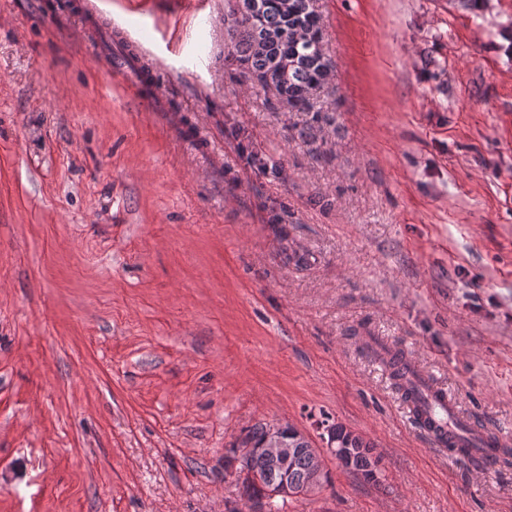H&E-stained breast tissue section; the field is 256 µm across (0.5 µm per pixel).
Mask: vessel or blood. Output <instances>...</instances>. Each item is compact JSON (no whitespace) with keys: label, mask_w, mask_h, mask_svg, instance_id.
Listing matches in <instances>:
<instances>
[{"label":"vessel or blood","mask_w":512,"mask_h":512,"mask_svg":"<svg viewBox=\"0 0 512 512\" xmlns=\"http://www.w3.org/2000/svg\"><path fill=\"white\" fill-rule=\"evenodd\" d=\"M406 366L409 379L418 384L425 395L424 402L408 403L410 417L437 446L463 448L468 454L488 462L500 456L503 442L497 434L484 431L479 439H467L459 429L464 416L456 401L414 361H407Z\"/></svg>","instance_id":"vessel-or-blood-1"}]
</instances>
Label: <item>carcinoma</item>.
I'll use <instances>...</instances> for the list:
<instances>
[{"label": "carcinoma", "instance_id": "cac0c4a2", "mask_svg": "<svg viewBox=\"0 0 512 512\" xmlns=\"http://www.w3.org/2000/svg\"><path fill=\"white\" fill-rule=\"evenodd\" d=\"M231 25L227 28L229 53L247 78L265 77L262 83L272 88L288 107L313 113L312 122L322 120L314 112L313 92L324 85L332 72L331 61L322 51V27L313 0H257L258 14L250 13L248 0H230ZM288 66V81L276 78L278 68ZM385 363L395 388L404 397L414 392L407 387L404 354L397 348L387 349ZM268 425H258L246 433L242 445L251 449L239 472L245 474L241 485L248 499L257 503L265 491L288 477L290 488L308 485L317 475L321 483L328 482L322 457L314 452L311 442L296 428L288 427V445L294 448L288 474L272 463L262 452ZM327 441L343 442L351 448L346 469L368 482L379 483L378 473L372 468L373 446L362 436L342 425L332 424L327 429Z\"/></svg>", "mask_w": 512, "mask_h": 512}]
</instances>
